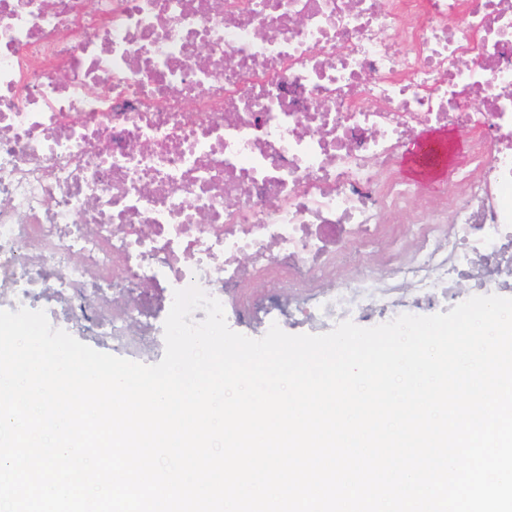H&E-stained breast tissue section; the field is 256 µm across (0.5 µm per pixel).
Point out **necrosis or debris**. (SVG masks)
<instances>
[{
  "label": "necrosis or debris",
  "instance_id": "obj_1",
  "mask_svg": "<svg viewBox=\"0 0 512 512\" xmlns=\"http://www.w3.org/2000/svg\"><path fill=\"white\" fill-rule=\"evenodd\" d=\"M430 125L473 142L425 197L398 169ZM507 274L512 0H0L12 306L139 350L193 284L322 324Z\"/></svg>",
  "mask_w": 512,
  "mask_h": 512
}]
</instances>
